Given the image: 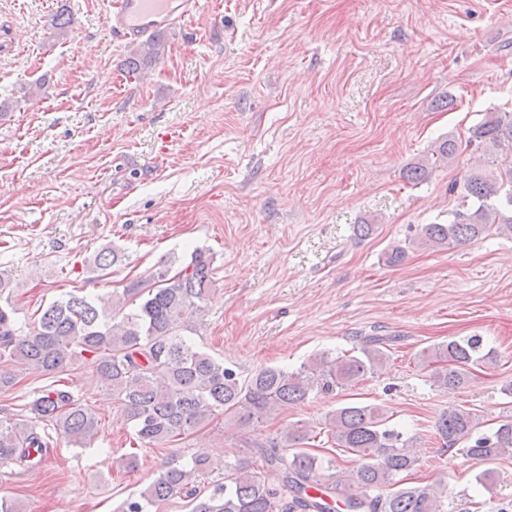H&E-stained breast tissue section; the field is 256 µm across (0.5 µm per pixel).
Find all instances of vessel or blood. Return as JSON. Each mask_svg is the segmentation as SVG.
Wrapping results in <instances>:
<instances>
[{
	"label": "vessel or blood",
	"mask_w": 512,
	"mask_h": 512,
	"mask_svg": "<svg viewBox=\"0 0 512 512\" xmlns=\"http://www.w3.org/2000/svg\"><path fill=\"white\" fill-rule=\"evenodd\" d=\"M198 13V0H115L107 22L117 37L135 39L181 27Z\"/></svg>",
	"instance_id": "obj_1"
}]
</instances>
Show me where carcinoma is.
<instances>
[{
  "instance_id": "1",
  "label": "carcinoma",
  "mask_w": 512,
  "mask_h": 512,
  "mask_svg": "<svg viewBox=\"0 0 512 512\" xmlns=\"http://www.w3.org/2000/svg\"><path fill=\"white\" fill-rule=\"evenodd\" d=\"M161 42L152 40L131 58L129 68L155 59ZM468 146L494 169L468 175L471 205L454 214L448 224H426L417 245L442 249L485 235L492 227L512 233V112H488L474 126ZM458 144H439L434 163L456 156ZM121 256L104 248L83 266L103 272ZM213 257L197 248L190 261L168 256L148 275L129 282L117 299L69 292L52 301L37 327L24 333L11 303L13 286L0 271V360L35 374H57L75 365L91 367L121 403L136 440L158 446L189 435L222 415L239 425L258 422L280 409L299 405L321 391L350 389L386 361L385 340L368 337L357 350L342 355L328 352L308 358L295 370L267 366L242 380L224 362L202 351L190 335L211 283ZM135 305L125 311L129 305ZM421 361L438 368L433 384L459 393L474 366L486 362L478 336L434 344L420 352ZM33 419L0 417V465L25 463L36 467L50 453L51 439L33 420L52 424L73 445L97 433L98 419L64 388L50 386L29 402ZM390 417L375 404L347 403L326 414L331 439L338 448L358 456L354 473H335V461L307 452L305 427L296 425L282 436L256 445V461L239 459L224 470V481L210 492L202 482L213 471L211 459L199 453L186 465L169 463L139 493L124 501L120 512H153L160 503L179 495L191 512H445L435 484L406 486L399 476L419 459L409 440L389 425ZM479 415L462 404L448 406L436 430L448 449L455 447L476 460L512 457V412L499 416L490 433H476ZM364 488L363 497L350 493L351 481Z\"/></svg>"
}]
</instances>
